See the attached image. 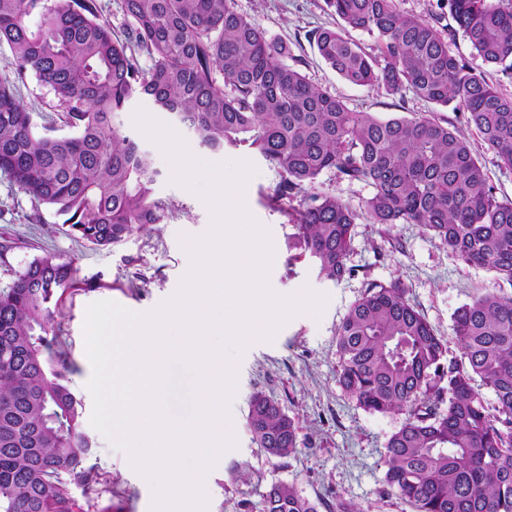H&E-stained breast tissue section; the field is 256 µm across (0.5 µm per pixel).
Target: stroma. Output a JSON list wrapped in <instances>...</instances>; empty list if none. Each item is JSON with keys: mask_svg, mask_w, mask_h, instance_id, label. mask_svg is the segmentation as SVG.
<instances>
[{"mask_svg": "<svg viewBox=\"0 0 512 512\" xmlns=\"http://www.w3.org/2000/svg\"><path fill=\"white\" fill-rule=\"evenodd\" d=\"M235 8L255 19L270 36L286 41L293 56L301 59L300 70L308 80L340 96L350 109L383 119L429 111L437 119L466 129L498 199L512 200V171L497 167L475 130L467 129L463 113L449 106H431L409 92L393 98L381 90L349 85L319 57L305 35L318 26H335L336 18L325 0H235ZM14 93L30 113L35 129L60 125L63 106L35 76L16 83ZM140 107L173 126L194 155L213 163L246 160L254 165L256 172L246 184L244 199L249 213L272 238L276 256L269 274L272 290L288 296L307 287L328 297L321 318L295 316L273 341L254 343L244 351L231 403L237 445L216 462L206 512H262L263 497L275 484L293 486L315 504L317 512H341L345 504L358 512H412L407 502L387 492L384 482L387 442L403 417L368 412L343 390L336 329L368 284L399 280L450 351H457L452 316L490 287V274L458 261L418 225L389 228L362 219L353 227V250L347 259L354 269L352 276L336 283L322 279L314 262L295 258L290 247L294 227L272 200L279 181L277 171L245 146L220 152L204 148L190 129L177 124L172 114L146 95L130 100L115 122L150 150L159 172L155 194L172 205L168 218L152 230L135 234L114 248L80 244L68 234L61 216L36 208L0 172V288L44 255L71 264L82 282L81 287L65 293L56 314L63 347L75 367L69 387L81 404V427L93 444L88 463L101 475L98 484L73 487L82 512H151L153 497L149 482L130 466L127 455L90 423L93 400L87 389L90 366L83 336L86 308L111 300L136 312L155 309L175 294L188 271L190 258L180 245V235L198 236L210 225L203 201L172 183L168 161L134 125L133 114ZM258 391L278 401L298 426V445L289 456H270L252 440L246 417L250 398Z\"/></svg>", "mask_w": 512, "mask_h": 512, "instance_id": "stroma-1", "label": "stroma"}]
</instances>
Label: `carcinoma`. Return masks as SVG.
<instances>
[{
	"label": "carcinoma",
	"instance_id": "1",
	"mask_svg": "<svg viewBox=\"0 0 512 512\" xmlns=\"http://www.w3.org/2000/svg\"><path fill=\"white\" fill-rule=\"evenodd\" d=\"M444 3L451 29L397 0H326L338 26L307 37L350 84L454 105L512 171V95L448 48L459 33L512 80V0ZM122 9L130 25L119 37L96 0H0V46L14 57V79L0 80V172L95 248L153 228L171 212L154 194L159 172L115 123L144 94L202 146L246 145L265 158L280 176L272 201L298 202L289 213L295 248L328 281L354 273L347 258L361 217L419 225L456 259L492 274V287L453 314L459 353L402 283L374 284L337 329L339 382L364 409L404 416L387 443L385 483L414 512H512V200L497 198L466 136L432 116L351 111L288 64V43L238 13L234 0H122ZM350 30L373 37L371 50ZM29 74L64 105L70 134L34 129L12 90ZM325 171L372 187L360 210L319 189ZM74 285L72 266L47 255L0 288V512H79L70 483L99 481L84 466L92 444L54 323ZM247 424L272 456L297 448L294 419L262 392L251 397ZM263 512L317 509L275 484Z\"/></svg>",
	"mask_w": 512,
	"mask_h": 512
}]
</instances>
